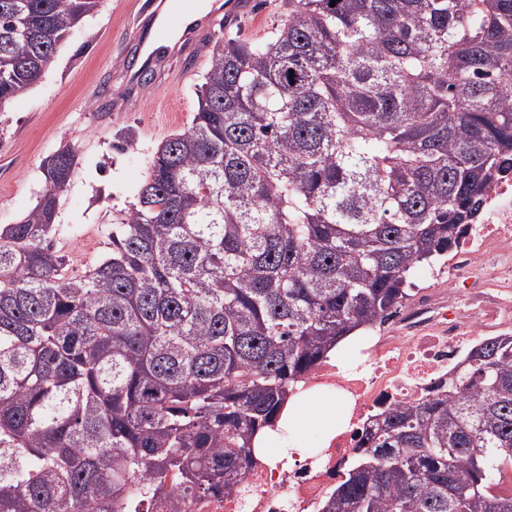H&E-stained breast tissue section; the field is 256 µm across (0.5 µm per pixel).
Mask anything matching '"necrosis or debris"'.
I'll list each match as a JSON object with an SVG mask.
<instances>
[{"label": "necrosis or debris", "mask_w": 512, "mask_h": 512, "mask_svg": "<svg viewBox=\"0 0 512 512\" xmlns=\"http://www.w3.org/2000/svg\"><path fill=\"white\" fill-rule=\"evenodd\" d=\"M511 334L512 170L487 188L482 219L464 230L447 268L358 349L355 367L342 372L323 363L306 377V386L344 396L349 429L292 468L254 466L238 492L217 491L187 501L184 512H317L344 475L375 410L415 403L448 382L483 338Z\"/></svg>", "instance_id": "obj_1"}]
</instances>
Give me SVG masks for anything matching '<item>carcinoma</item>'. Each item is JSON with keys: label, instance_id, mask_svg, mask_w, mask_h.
<instances>
[{"label": "carcinoma", "instance_id": "1", "mask_svg": "<svg viewBox=\"0 0 512 512\" xmlns=\"http://www.w3.org/2000/svg\"><path fill=\"white\" fill-rule=\"evenodd\" d=\"M335 6H330V3ZM99 0H0V109ZM111 251L55 248L66 144L0 226V512H183L238 490L299 380L410 296L512 167V0H288L219 31ZM321 512H512V336L371 418Z\"/></svg>", "mask_w": 512, "mask_h": 512}]
</instances>
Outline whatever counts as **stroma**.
<instances>
[{"instance_id": "35a3bbf8", "label": "stroma", "mask_w": 512, "mask_h": 512, "mask_svg": "<svg viewBox=\"0 0 512 512\" xmlns=\"http://www.w3.org/2000/svg\"><path fill=\"white\" fill-rule=\"evenodd\" d=\"M288 13V0H253L231 31L259 42ZM142 25L139 0H102L73 31L40 81L0 112V225L18 222L45 187L41 165L61 145L77 151L60 199L54 244L82 274L107 253L118 212L135 202L150 156L197 109L206 60L173 58L185 78L158 102H140L122 63Z\"/></svg>"}]
</instances>
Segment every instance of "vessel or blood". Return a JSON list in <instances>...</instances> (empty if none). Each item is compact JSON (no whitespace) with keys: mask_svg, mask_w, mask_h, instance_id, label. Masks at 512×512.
<instances>
[{"mask_svg":"<svg viewBox=\"0 0 512 512\" xmlns=\"http://www.w3.org/2000/svg\"><path fill=\"white\" fill-rule=\"evenodd\" d=\"M251 7V0L212 2L213 14L227 20L246 14ZM151 12L158 15L159 20L142 30L138 64L125 73L127 82L139 87L141 98L149 100L155 98L170 80L168 62L173 54L170 41L174 33H183L195 56H203L210 47L199 22L192 19L190 0H152Z\"/></svg>","mask_w":512,"mask_h":512,"instance_id":"vessel-or-blood-1","label":"vessel or blood"}]
</instances>
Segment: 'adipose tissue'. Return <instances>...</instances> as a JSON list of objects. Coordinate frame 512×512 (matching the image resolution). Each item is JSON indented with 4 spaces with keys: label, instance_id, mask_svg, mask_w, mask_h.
Here are the masks:
<instances>
[{
    "label": "adipose tissue",
    "instance_id": "adipose-tissue-1",
    "mask_svg": "<svg viewBox=\"0 0 512 512\" xmlns=\"http://www.w3.org/2000/svg\"><path fill=\"white\" fill-rule=\"evenodd\" d=\"M348 424L345 408L339 398L323 396L316 390L306 389L294 393L287 401L276 430H264L255 440L258 450H266L272 435L284 441L281 456L305 454L307 444L302 435L303 428L313 426L330 440L343 431Z\"/></svg>",
    "mask_w": 512,
    "mask_h": 512
}]
</instances>
